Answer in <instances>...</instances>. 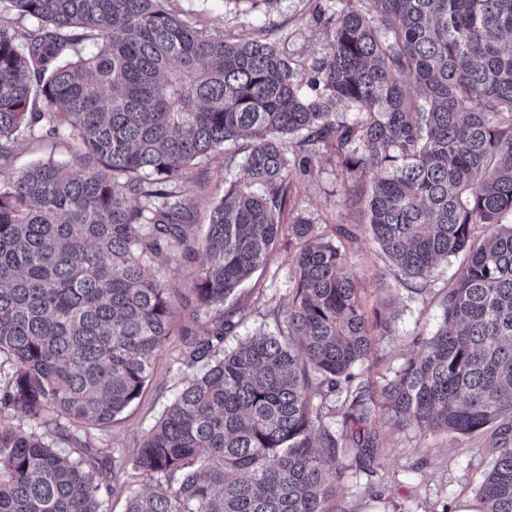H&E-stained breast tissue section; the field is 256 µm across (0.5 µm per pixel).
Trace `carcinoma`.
Returning <instances> with one entry per match:
<instances>
[{
	"mask_svg": "<svg viewBox=\"0 0 512 512\" xmlns=\"http://www.w3.org/2000/svg\"><path fill=\"white\" fill-rule=\"evenodd\" d=\"M7 2L30 25L0 19V164L37 134H67L77 156L0 183V355L15 363L0 385V512H100L86 460L11 415L108 425L176 334L190 373L132 460L156 485L126 512H336L331 463L376 455V406L397 426L460 435L512 415V0L319 8L326 38L309 64L170 0ZM240 141L246 178L225 183L206 235L189 238L180 185ZM325 158L340 207L362 214L410 292L463 257L439 327L378 393L358 368L395 314H368L343 244L287 208ZM285 228L300 247L277 332L226 350L239 325L227 301ZM198 250L199 330L177 333V292L155 263ZM336 393L339 431L324 422ZM479 501L512 512L507 438Z\"/></svg>",
	"mask_w": 512,
	"mask_h": 512,
	"instance_id": "cac0c4a2",
	"label": "carcinoma"
}]
</instances>
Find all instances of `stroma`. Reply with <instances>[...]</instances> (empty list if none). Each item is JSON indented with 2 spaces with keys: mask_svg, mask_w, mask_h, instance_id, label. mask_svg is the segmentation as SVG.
<instances>
[{
  "mask_svg": "<svg viewBox=\"0 0 512 512\" xmlns=\"http://www.w3.org/2000/svg\"><path fill=\"white\" fill-rule=\"evenodd\" d=\"M322 2L279 0L270 8L261 0H171L170 6L227 36L263 29L288 57L310 60L317 57L325 40V31L315 20ZM234 151V146L228 145L223 154L204 160L198 167L199 182L183 187L184 196L195 206L194 232L204 231L207 207L223 196L225 180L245 177L241 163L224 164L225 156ZM74 152V144L63 134L19 139L10 163L0 167V181L39 161L72 163ZM340 190L334 162L322 161L318 172L302 180L292 207L326 228L356 222V213L336 207ZM295 250V245H283L274 261L239 290L235 307L240 325L235 335L226 339L225 348L235 347L257 330H274L271 311L288 298L289 257ZM346 267L363 286L361 298L367 311L388 308L396 315L392 332L379 339L373 358L360 369L362 380L378 387L393 379L416 355L419 336H430L436 330L441 320L440 300L456 278L460 262L452 258L434 267L428 277L430 292L423 296L399 289L397 269L368 236L348 246ZM179 354V339H171L140 398L109 425L92 429L91 447H81L64 435L49 436L58 448L96 461L102 482L110 489L105 497L106 512H124L129 492H144L150 485L128 461L183 386L185 373L177 361ZM375 426L380 448L368 468H359L350 456L336 459L337 467L344 470L338 488L344 512H457L462 503L477 500L480 484L492 466L493 428L458 438L415 427L401 430L382 409L376 412Z\"/></svg>",
  "mask_w": 512,
  "mask_h": 512,
  "instance_id": "stroma-1",
  "label": "stroma"
}]
</instances>
